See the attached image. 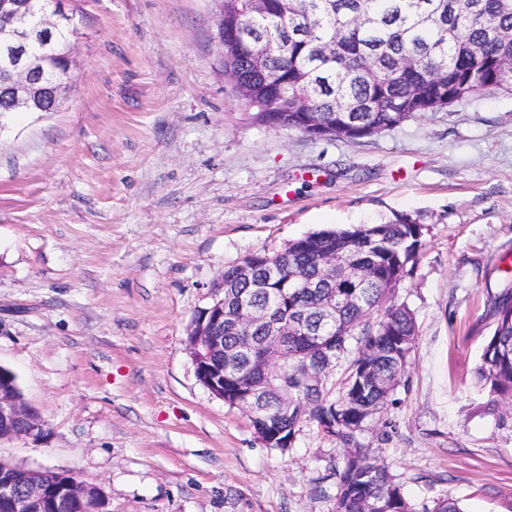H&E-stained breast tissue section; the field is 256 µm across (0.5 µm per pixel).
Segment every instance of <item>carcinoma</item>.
Instances as JSON below:
<instances>
[{"label": "carcinoma", "mask_w": 512, "mask_h": 512, "mask_svg": "<svg viewBox=\"0 0 512 512\" xmlns=\"http://www.w3.org/2000/svg\"><path fill=\"white\" fill-rule=\"evenodd\" d=\"M52 10L32 17L43 54L39 79L60 78V49L70 41L69 22L51 23ZM224 21L235 22L246 44L228 50L224 70L250 90L259 124L268 113L280 128L310 135L358 139L377 135L418 115L440 112L479 93L512 95V0H269L263 12L248 0H224ZM421 226L408 218L353 229L308 233L276 253L279 276L263 281V267L248 279L238 265L224 268V283L282 320L304 313L307 328L288 336L280 354L288 365L270 372L263 419H249L265 445L282 452L304 423L336 437L346 453L338 478L335 512H415L378 458L357 436L390 399L405 375L417 336L413 312L390 300L411 275L422 249ZM352 256L365 271L364 285L344 282L324 269L331 254ZM299 279L327 280L336 291V318L320 311L322 289L298 288ZM494 329L476 369L501 423L512 422V288L491 304ZM258 332L243 323L224 329V349ZM333 349L342 379L328 369ZM263 379L237 365L225 380L226 405ZM288 393L283 406L281 393Z\"/></svg>", "instance_id": "cac0c4a2"}]
</instances>
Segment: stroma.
I'll use <instances>...</instances> for the list:
<instances>
[{"instance_id":"1","label":"stroma","mask_w":512,"mask_h":512,"mask_svg":"<svg viewBox=\"0 0 512 512\" xmlns=\"http://www.w3.org/2000/svg\"><path fill=\"white\" fill-rule=\"evenodd\" d=\"M63 6L71 90L0 114V366L47 423L0 459L74 472L109 512H335L342 444L309 423L267 447L188 328L244 256L403 216L423 247L392 300L418 336L358 442L415 512H512V427L475 378L512 284V96L360 139L272 129L224 78L215 0Z\"/></svg>"}]
</instances>
